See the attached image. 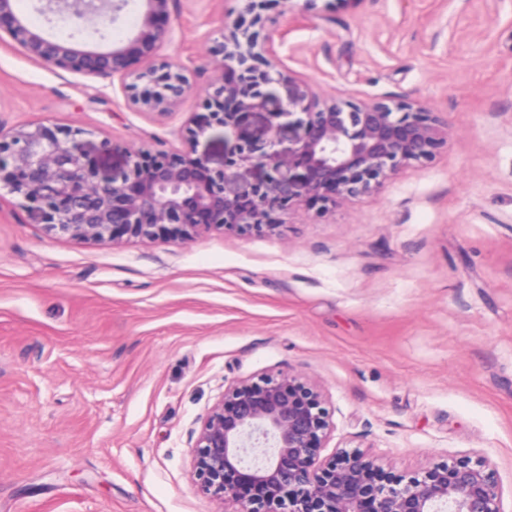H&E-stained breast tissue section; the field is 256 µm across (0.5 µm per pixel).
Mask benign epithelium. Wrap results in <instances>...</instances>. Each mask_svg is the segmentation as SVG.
<instances>
[{"label": "benign epithelium", "instance_id": "7a95c632", "mask_svg": "<svg viewBox=\"0 0 512 512\" xmlns=\"http://www.w3.org/2000/svg\"><path fill=\"white\" fill-rule=\"evenodd\" d=\"M0 0V43L10 40L47 67L92 76L134 77L140 107L167 115L188 90L167 65L137 71L171 31L176 0H145L133 37L108 52L51 41ZM272 0H247L223 35L219 76L206 115L188 128L224 127L219 169L195 151L126 152L103 175L88 143L70 128L43 124L0 133V187L21 196L29 212L59 234L115 242L125 235L190 240L201 228L263 234L302 205L322 211L381 188L404 166L429 163L451 128L412 99L324 101L301 95L265 111L268 87L291 78L261 69L274 53L273 32L261 34ZM126 0H47L42 12L80 25L114 23ZM333 431L321 390L288 373L238 379L200 421L191 452L197 491L224 512H504L494 466L486 457H453L407 477L387 472L359 447L323 455Z\"/></svg>", "mask_w": 512, "mask_h": 512}]
</instances>
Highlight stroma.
<instances>
[{
    "instance_id": "obj_1",
    "label": "stroma",
    "mask_w": 512,
    "mask_h": 512,
    "mask_svg": "<svg viewBox=\"0 0 512 512\" xmlns=\"http://www.w3.org/2000/svg\"><path fill=\"white\" fill-rule=\"evenodd\" d=\"M243 5L171 11L153 63L191 89L168 116L140 111L121 78L0 44V125L109 140L106 173L131 149L185 150ZM144 9L128 0L76 35L17 0L45 37L96 52ZM271 15L293 74L273 103L410 98L448 119L447 148L263 235L85 241L0 190V512H222L191 479L200 420L232 381L282 372L322 390L328 451L368 447L404 475L484 456L512 512V0H279Z\"/></svg>"
}]
</instances>
